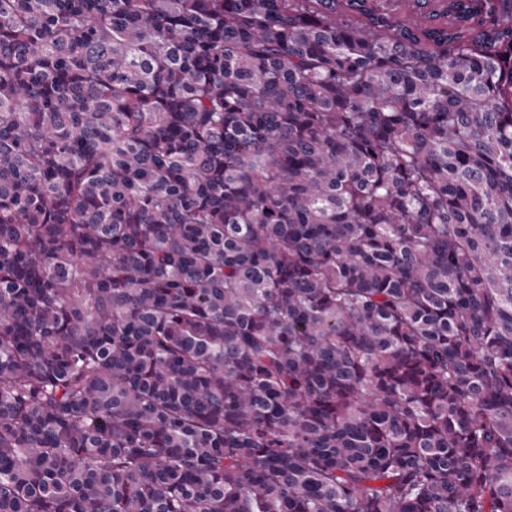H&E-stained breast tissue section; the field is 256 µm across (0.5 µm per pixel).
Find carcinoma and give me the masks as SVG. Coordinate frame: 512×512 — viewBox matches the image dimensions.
Instances as JSON below:
<instances>
[{
	"label": "carcinoma",
	"instance_id": "cac0c4a2",
	"mask_svg": "<svg viewBox=\"0 0 512 512\" xmlns=\"http://www.w3.org/2000/svg\"><path fill=\"white\" fill-rule=\"evenodd\" d=\"M0 512H512V0H0Z\"/></svg>",
	"mask_w": 512,
	"mask_h": 512
}]
</instances>
